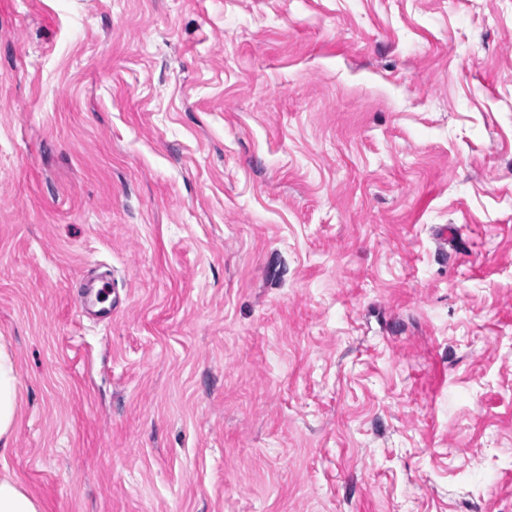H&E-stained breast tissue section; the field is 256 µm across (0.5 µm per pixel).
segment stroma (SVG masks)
Returning a JSON list of instances; mask_svg holds the SVG:
<instances>
[{
	"mask_svg": "<svg viewBox=\"0 0 512 512\" xmlns=\"http://www.w3.org/2000/svg\"><path fill=\"white\" fill-rule=\"evenodd\" d=\"M0 338L43 512H512V0H0Z\"/></svg>",
	"mask_w": 512,
	"mask_h": 512,
	"instance_id": "stroma-1",
	"label": "stroma"
}]
</instances>
